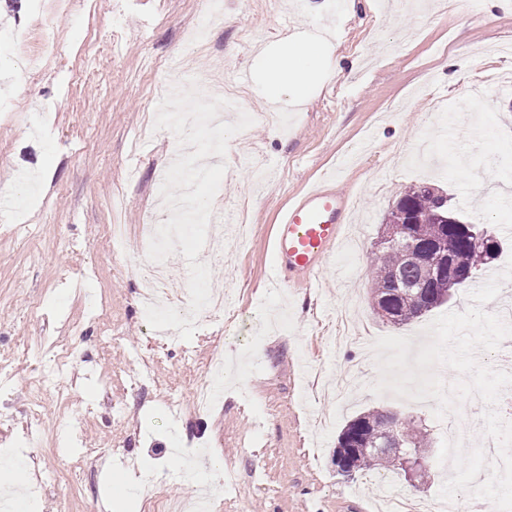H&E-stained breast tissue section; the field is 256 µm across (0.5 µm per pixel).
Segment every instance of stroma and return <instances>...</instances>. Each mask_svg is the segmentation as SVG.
Instances as JSON below:
<instances>
[{"label":"stroma","mask_w":512,"mask_h":512,"mask_svg":"<svg viewBox=\"0 0 512 512\" xmlns=\"http://www.w3.org/2000/svg\"><path fill=\"white\" fill-rule=\"evenodd\" d=\"M223 0L206 44L186 38L205 18L202 0H92L33 20L29 0H0V444L22 452L0 480L23 468L37 496L27 512H168L195 496L173 457L215 456L213 512H369L374 474L346 479L333 464L345 424L368 410L398 412L429 438L424 477L394 471L390 492L436 497L448 473L438 461L440 422L392 392L377 396L372 350L382 336L420 347L435 317L464 311L467 289L422 318L393 325L370 301L369 265L384 218L411 186L430 182L456 209L503 240L493 264L512 259V0H441L426 13L404 0ZM326 36L345 62L327 65L302 104L286 106V130L253 125L233 136L214 208L248 206L245 247L232 267L201 252L236 304L228 323L161 338L141 300L142 227L163 222L160 187L177 151L154 131L155 98L177 63L179 80L244 96L267 111L253 76L263 48L292 36ZM41 54L32 73L26 52ZM249 72L240 81V72ZM336 173L357 201L349 228L358 252H337L314 288L271 291L263 242L279 207ZM126 227L120 244L108 233ZM106 293L112 316L89 295ZM74 354L41 398L33 382L56 341ZM241 356L211 414L193 389L215 349ZM79 427L68 448L47 442L64 419ZM40 440L26 448L25 438Z\"/></svg>","instance_id":"35a3bbf8"}]
</instances>
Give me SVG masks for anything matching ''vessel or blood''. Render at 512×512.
<instances>
[{"label": "vessel or blood", "mask_w": 512, "mask_h": 512, "mask_svg": "<svg viewBox=\"0 0 512 512\" xmlns=\"http://www.w3.org/2000/svg\"><path fill=\"white\" fill-rule=\"evenodd\" d=\"M352 197L327 179L291 199L276 218L270 238L269 287L314 284L349 221Z\"/></svg>", "instance_id": "1"}]
</instances>
